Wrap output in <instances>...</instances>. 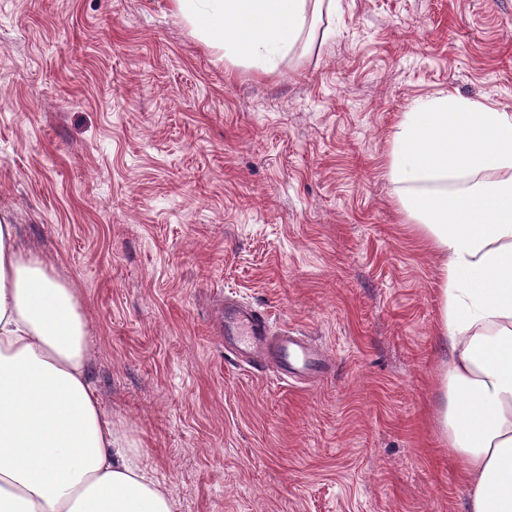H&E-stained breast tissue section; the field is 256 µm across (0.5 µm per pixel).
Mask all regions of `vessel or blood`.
Here are the masks:
<instances>
[{"mask_svg": "<svg viewBox=\"0 0 512 512\" xmlns=\"http://www.w3.org/2000/svg\"><path fill=\"white\" fill-rule=\"evenodd\" d=\"M219 333L229 353L255 360L257 367L287 382L321 377L330 366L324 350L289 330L272 334L266 313L234 300L221 307Z\"/></svg>", "mask_w": 512, "mask_h": 512, "instance_id": "vessel-or-blood-1", "label": "vessel or blood"}]
</instances>
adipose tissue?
Masks as SVG:
<instances>
[{
  "label": "adipose tissue",
  "mask_w": 512,
  "mask_h": 512,
  "mask_svg": "<svg viewBox=\"0 0 512 512\" xmlns=\"http://www.w3.org/2000/svg\"><path fill=\"white\" fill-rule=\"evenodd\" d=\"M337 0H171L226 63L265 73L322 44ZM387 176L443 259L437 418L465 512H512V113L448 93L404 113ZM79 294L0 224V512H178L90 382Z\"/></svg>",
  "instance_id": "1"
}]
</instances>
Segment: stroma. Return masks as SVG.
<instances>
[{
	"mask_svg": "<svg viewBox=\"0 0 512 512\" xmlns=\"http://www.w3.org/2000/svg\"><path fill=\"white\" fill-rule=\"evenodd\" d=\"M330 35L228 67L170 0H0V220L77 288L90 379L178 512H464L435 421L442 259L385 176L403 113H512V0H340ZM232 295L332 358L225 353Z\"/></svg>",
	"mask_w": 512,
	"mask_h": 512,
	"instance_id": "1",
	"label": "stroma"
}]
</instances>
